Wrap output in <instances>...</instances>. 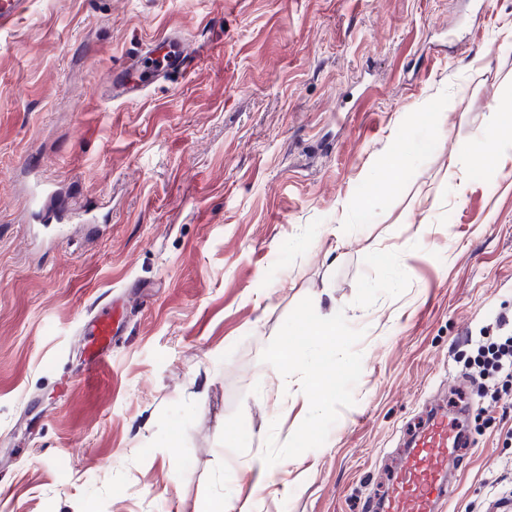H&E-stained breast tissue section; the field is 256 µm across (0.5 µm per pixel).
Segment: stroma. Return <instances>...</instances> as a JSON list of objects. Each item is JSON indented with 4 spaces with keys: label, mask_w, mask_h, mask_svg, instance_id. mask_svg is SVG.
<instances>
[{
    "label": "stroma",
    "mask_w": 512,
    "mask_h": 512,
    "mask_svg": "<svg viewBox=\"0 0 512 512\" xmlns=\"http://www.w3.org/2000/svg\"><path fill=\"white\" fill-rule=\"evenodd\" d=\"M184 34L187 75L108 99L142 45ZM512 88V0H27L0 29V512H364L454 356L512 313V155L459 158ZM421 144L375 208L368 172ZM50 183L53 243L28 205ZM121 307L104 387L79 326ZM338 317L330 407L258 379ZM451 512L512 495L494 408ZM240 499L235 495L225 494L223 498L205 503L199 512H255L257 500L250 499L239 504Z\"/></svg>",
    "instance_id": "1"
}]
</instances>
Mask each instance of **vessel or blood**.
Returning <instances> with one entry per match:
<instances>
[{
    "instance_id": "b4317fda",
    "label": "vessel or blood",
    "mask_w": 512,
    "mask_h": 512,
    "mask_svg": "<svg viewBox=\"0 0 512 512\" xmlns=\"http://www.w3.org/2000/svg\"><path fill=\"white\" fill-rule=\"evenodd\" d=\"M165 53L142 49L113 72L112 99L141 98L147 87L174 74L191 71L199 58L198 48L189 46L176 33L164 35ZM86 338L87 364L106 368L107 349L112 341V307L104 305L80 328ZM474 440L464 434L460 418L448 417L442 408L427 414L421 427L409 435L408 446L393 468V477L381 502L384 512H438L453 497L449 476L463 471L470 460Z\"/></svg>"
}]
</instances>
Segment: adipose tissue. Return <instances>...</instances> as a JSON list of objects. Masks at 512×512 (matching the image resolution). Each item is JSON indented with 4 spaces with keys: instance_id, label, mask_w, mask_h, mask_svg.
<instances>
[{
    "instance_id": "adipose-tissue-1",
    "label": "adipose tissue",
    "mask_w": 512,
    "mask_h": 512,
    "mask_svg": "<svg viewBox=\"0 0 512 512\" xmlns=\"http://www.w3.org/2000/svg\"><path fill=\"white\" fill-rule=\"evenodd\" d=\"M307 334L319 349L318 359L307 362L294 349L284 348L272 356L270 365L274 370L287 372L299 363H306V377L294 396L301 399L304 405L321 411L330 398L329 384L342 365L340 350L347 344L348 338L342 324L329 318L309 323Z\"/></svg>"
}]
</instances>
